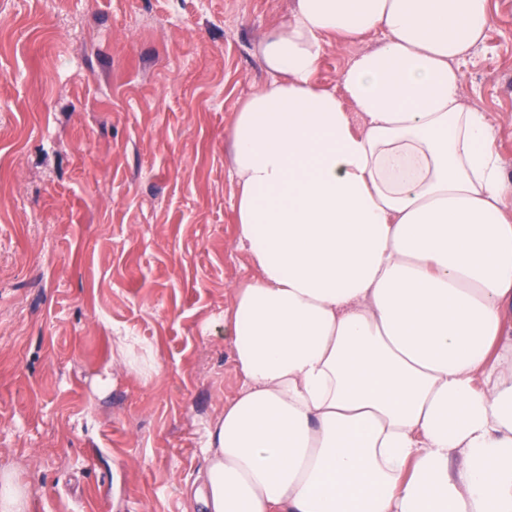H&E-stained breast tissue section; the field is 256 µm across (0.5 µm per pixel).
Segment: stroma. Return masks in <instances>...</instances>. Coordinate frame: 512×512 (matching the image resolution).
I'll list each match as a JSON object with an SVG mask.
<instances>
[{
	"mask_svg": "<svg viewBox=\"0 0 512 512\" xmlns=\"http://www.w3.org/2000/svg\"><path fill=\"white\" fill-rule=\"evenodd\" d=\"M291 0H0V471L28 512H183L240 388L229 131ZM463 67L512 179V0ZM375 37L330 39L317 80ZM130 333L160 366L117 362Z\"/></svg>",
	"mask_w": 512,
	"mask_h": 512,
	"instance_id": "stroma-1",
	"label": "stroma"
}]
</instances>
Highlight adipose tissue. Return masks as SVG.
Listing matches in <instances>:
<instances>
[{"label":"adipose tissue","instance_id":"1","mask_svg":"<svg viewBox=\"0 0 512 512\" xmlns=\"http://www.w3.org/2000/svg\"><path fill=\"white\" fill-rule=\"evenodd\" d=\"M490 0H293L234 115L236 397L186 512H512V179L461 94ZM376 36L316 74L330 38ZM377 38L368 36L356 41H340L336 37L329 39L326 47L317 80L320 86L330 90L335 89L336 93H342L340 75L358 54L372 47Z\"/></svg>","mask_w":512,"mask_h":512}]
</instances>
